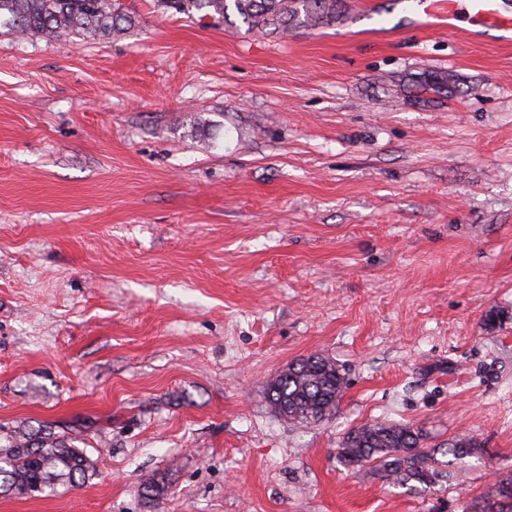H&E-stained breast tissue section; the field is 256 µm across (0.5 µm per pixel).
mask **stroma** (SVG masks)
Returning <instances> with one entry per match:
<instances>
[{
	"label": "stroma",
	"instance_id": "35a3bbf8",
	"mask_svg": "<svg viewBox=\"0 0 512 512\" xmlns=\"http://www.w3.org/2000/svg\"><path fill=\"white\" fill-rule=\"evenodd\" d=\"M132 3L109 40L0 34V431L94 461L0 512H477L512 473V43L413 0L285 39ZM311 354L348 387L295 426L267 386ZM375 422L482 456L342 466Z\"/></svg>",
	"mask_w": 512,
	"mask_h": 512
}]
</instances>
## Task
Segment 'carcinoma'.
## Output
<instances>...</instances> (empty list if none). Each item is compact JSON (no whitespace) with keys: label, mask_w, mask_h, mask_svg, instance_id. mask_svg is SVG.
<instances>
[{"label":"carcinoma","mask_w":512,"mask_h":512,"mask_svg":"<svg viewBox=\"0 0 512 512\" xmlns=\"http://www.w3.org/2000/svg\"><path fill=\"white\" fill-rule=\"evenodd\" d=\"M177 14L215 23L231 22L234 12L250 31L282 37L298 30L326 27L345 16L346 0H157ZM135 23L123 0H0V31L21 38L39 36L105 40L120 36ZM436 94L447 93L448 77L438 74L415 79ZM345 372L332 359L312 354L288 365L268 386L274 411L299 425L315 423L336 410L346 388ZM420 429L407 423L364 424L346 432L338 459L348 467L374 464L388 482H416L433 487L442 474L434 455L456 459L478 455L474 437L454 438L444 448L424 447ZM93 469L86 452L51 424L14 431L0 445V494L53 493L59 486L83 480ZM496 500L483 512H512V476L495 488Z\"/></svg>","instance_id":"cac0c4a2"}]
</instances>
